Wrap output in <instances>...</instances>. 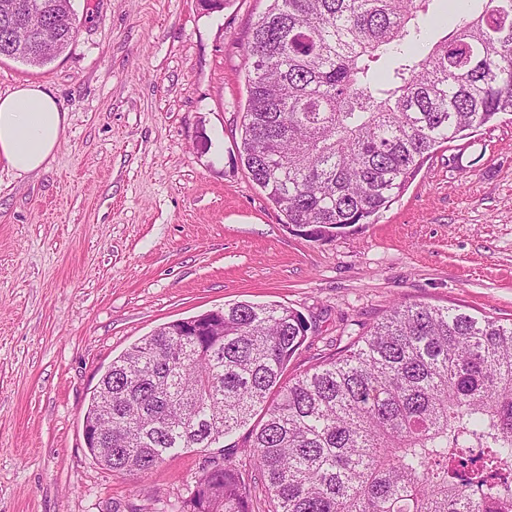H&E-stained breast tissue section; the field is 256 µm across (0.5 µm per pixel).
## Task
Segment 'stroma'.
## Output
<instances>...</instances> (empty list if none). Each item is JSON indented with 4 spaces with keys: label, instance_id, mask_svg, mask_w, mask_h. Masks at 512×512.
Returning <instances> with one entry per match:
<instances>
[{
    "label": "stroma",
    "instance_id": "1",
    "mask_svg": "<svg viewBox=\"0 0 512 512\" xmlns=\"http://www.w3.org/2000/svg\"><path fill=\"white\" fill-rule=\"evenodd\" d=\"M268 5L72 0L56 60H0V94L39 83L68 114L48 169L19 177L0 159V512H163L212 457L248 464L254 419L146 477L88 452L102 375L163 324L294 308L309 331L292 378L397 302L512 323V115L435 151L375 223L310 241L235 161Z\"/></svg>",
    "mask_w": 512,
    "mask_h": 512
}]
</instances>
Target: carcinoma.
Instances as JSON below:
<instances>
[{
  "label": "carcinoma",
  "mask_w": 512,
  "mask_h": 512,
  "mask_svg": "<svg viewBox=\"0 0 512 512\" xmlns=\"http://www.w3.org/2000/svg\"><path fill=\"white\" fill-rule=\"evenodd\" d=\"M60 40L32 56L0 17V58L39 67L76 32L71 0H41ZM434 0H270L250 36L240 163L308 240L368 224L424 161L512 113V0H472L417 51ZM285 305L238 302L167 323L112 361L86 412L112 404V471L145 476L210 448L256 411L249 466L272 512H512V326L395 303L344 354L288 381L307 335ZM175 512H253L238 466L215 465Z\"/></svg>",
  "instance_id": "carcinoma-1"
}]
</instances>
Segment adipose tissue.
Masks as SVG:
<instances>
[{
    "instance_id": "obj_1",
    "label": "adipose tissue",
    "mask_w": 512,
    "mask_h": 512,
    "mask_svg": "<svg viewBox=\"0 0 512 512\" xmlns=\"http://www.w3.org/2000/svg\"><path fill=\"white\" fill-rule=\"evenodd\" d=\"M66 128V112L43 85L27 82L0 95V159L16 175L48 168Z\"/></svg>"
}]
</instances>
